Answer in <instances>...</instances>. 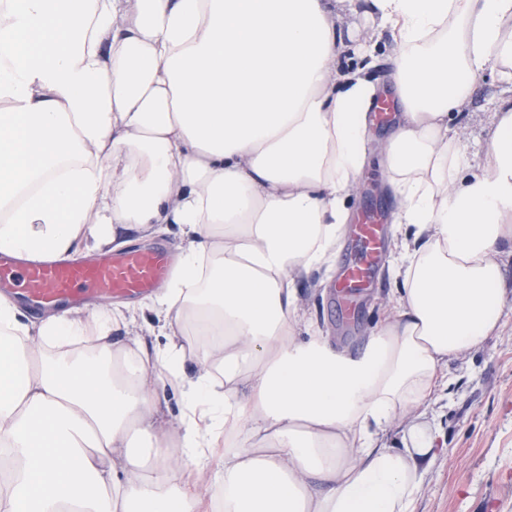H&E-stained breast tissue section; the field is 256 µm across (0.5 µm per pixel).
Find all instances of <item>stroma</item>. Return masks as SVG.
I'll return each mask as SVG.
<instances>
[{
  "label": "stroma",
  "instance_id": "1",
  "mask_svg": "<svg viewBox=\"0 0 512 512\" xmlns=\"http://www.w3.org/2000/svg\"><path fill=\"white\" fill-rule=\"evenodd\" d=\"M345 16L341 28L346 43L371 52L377 59L371 75L388 89L394 41L390 31L368 36L366 4ZM507 86L497 70L478 79L466 114L457 125L459 146L467 154L484 152L490 144V123L506 98ZM352 213L372 207L391 213L394 201L384 185L378 157L367 162L357 188L349 197ZM309 301L324 332L332 339L365 335L379 318V305L390 288L386 271H379L361 299L351 323H344L331 298L329 284L311 277ZM452 383L446 406L430 410L443 432L442 452L428 473L414 503V512H512V313L498 335L476 350L448 362Z\"/></svg>",
  "mask_w": 512,
  "mask_h": 512
}]
</instances>
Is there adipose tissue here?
Wrapping results in <instances>:
<instances>
[{"mask_svg": "<svg viewBox=\"0 0 512 512\" xmlns=\"http://www.w3.org/2000/svg\"><path fill=\"white\" fill-rule=\"evenodd\" d=\"M366 2L399 47L400 245L348 351L302 291L334 268L367 156L378 89L340 71L336 33L357 0H0V253L181 240L151 298L162 347L133 302L0 295V512H412L443 368L507 315L512 97L479 161L450 124L489 62L512 80V0Z\"/></svg>", "mask_w": 512, "mask_h": 512, "instance_id": "obj_1", "label": "adipose tissue"}]
</instances>
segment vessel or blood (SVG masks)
<instances>
[{
  "label": "vessel or blood",
  "mask_w": 512,
  "mask_h": 512,
  "mask_svg": "<svg viewBox=\"0 0 512 512\" xmlns=\"http://www.w3.org/2000/svg\"><path fill=\"white\" fill-rule=\"evenodd\" d=\"M349 233L353 256L342 266L335 295L343 319H351L354 292L371 287L383 259L388 230L377 212H363ZM168 273L164 252L125 251L99 261L78 259L22 264L0 254V293L23 297L31 307H68L90 296L137 295Z\"/></svg>",
  "instance_id": "vessel-or-blood-1"
}]
</instances>
